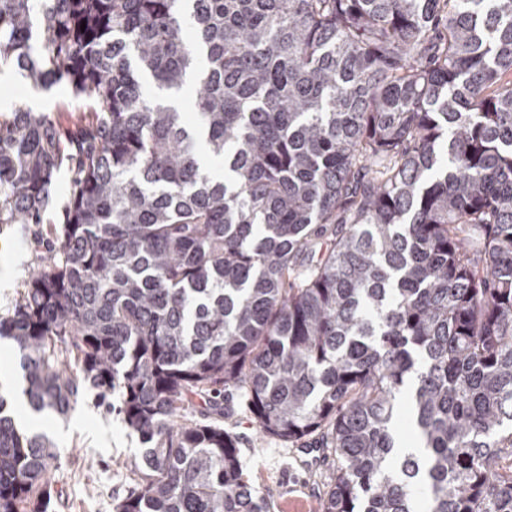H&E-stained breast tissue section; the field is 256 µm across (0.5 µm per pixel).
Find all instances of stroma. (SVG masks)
<instances>
[{
	"label": "stroma",
	"mask_w": 512,
	"mask_h": 512,
	"mask_svg": "<svg viewBox=\"0 0 512 512\" xmlns=\"http://www.w3.org/2000/svg\"><path fill=\"white\" fill-rule=\"evenodd\" d=\"M1 103L62 120L89 114L92 108L90 100L70 87L37 88L9 70L0 72ZM73 177L71 166L58 171L51 187L53 205L42 223L11 224L0 230V317L13 313L29 273L58 246L55 232L61 227ZM33 425L51 437L58 452L50 512H112L114 500L133 485L132 463L140 448L120 416L88 388L72 415L51 413L35 418ZM224 428L236 436L244 477L269 503L270 512H321L331 466L326 456L309 462L297 444L262 433L238 400L225 416Z\"/></svg>",
	"instance_id": "stroma-1"
}]
</instances>
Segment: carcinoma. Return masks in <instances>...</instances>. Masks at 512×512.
Masks as SVG:
<instances>
[{"instance_id":"obj_1","label":"carcinoma","mask_w":512,"mask_h":512,"mask_svg":"<svg viewBox=\"0 0 512 512\" xmlns=\"http://www.w3.org/2000/svg\"><path fill=\"white\" fill-rule=\"evenodd\" d=\"M8 66L92 101L0 116V224L75 171L0 340L31 413L138 436L113 512H269L227 391L332 457L323 512H512V0H0ZM57 469L0 394V512Z\"/></svg>"}]
</instances>
